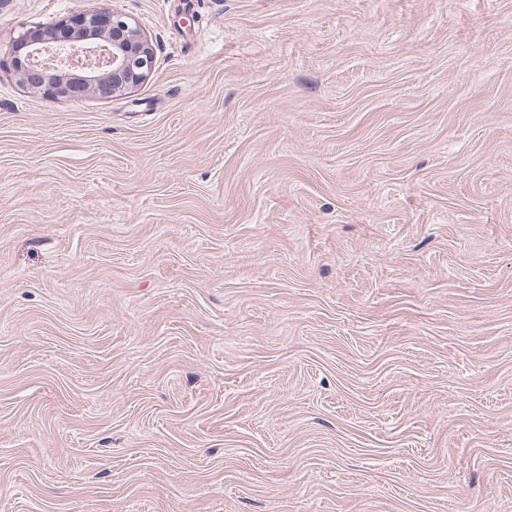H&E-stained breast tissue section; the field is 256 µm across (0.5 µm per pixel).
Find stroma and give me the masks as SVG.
<instances>
[{"instance_id":"stroma-1","label":"stroma","mask_w":512,"mask_h":512,"mask_svg":"<svg viewBox=\"0 0 512 512\" xmlns=\"http://www.w3.org/2000/svg\"><path fill=\"white\" fill-rule=\"evenodd\" d=\"M149 77L0 72V512H512V0H0ZM154 62L153 46L143 32L108 9L29 27L14 38L8 52L0 53L1 72L51 99L84 93L112 98L143 83Z\"/></svg>"}]
</instances>
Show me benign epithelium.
Returning a JSON list of instances; mask_svg holds the SVG:
<instances>
[{
    "instance_id": "benign-epithelium-1",
    "label": "benign epithelium",
    "mask_w": 512,
    "mask_h": 512,
    "mask_svg": "<svg viewBox=\"0 0 512 512\" xmlns=\"http://www.w3.org/2000/svg\"><path fill=\"white\" fill-rule=\"evenodd\" d=\"M154 62L153 46L137 26L98 9L20 32L0 54V71L51 99L84 93L112 98L143 83Z\"/></svg>"
}]
</instances>
